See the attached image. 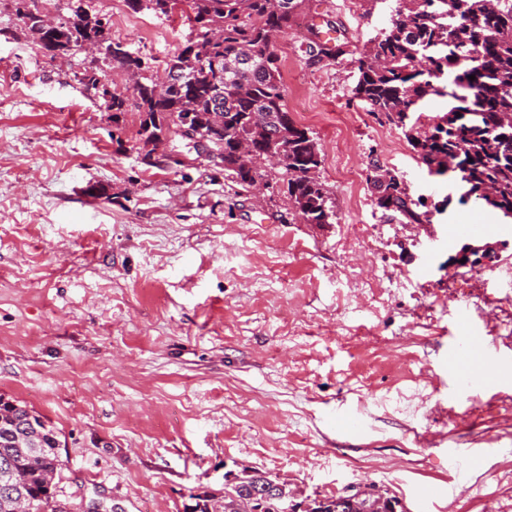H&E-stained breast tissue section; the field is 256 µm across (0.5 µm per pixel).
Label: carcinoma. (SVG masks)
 I'll list each match as a JSON object with an SVG mask.
<instances>
[{
  "instance_id": "obj_1",
  "label": "carcinoma",
  "mask_w": 512,
  "mask_h": 512,
  "mask_svg": "<svg viewBox=\"0 0 512 512\" xmlns=\"http://www.w3.org/2000/svg\"><path fill=\"white\" fill-rule=\"evenodd\" d=\"M15 15L44 55L55 57L99 45L112 69L141 73L131 95L112 92V140L123 148L122 115L140 114L137 150L149 157L161 136L189 120L199 135L224 150L232 182L247 190L263 179L269 188L286 187L288 202L305 224H331V198L319 180L321 149L308 130L291 117L285 103L274 38L288 29L305 0H126L135 13L157 17L190 10L199 24L193 38L166 62L170 82L161 91L143 58L109 37L110 18L90 9L89 0H69L67 13L42 26L32 13L39 0H12ZM434 0H398L388 27L355 59L358 80L352 90L378 119L401 131L418 163L443 175L452 160L463 173L465 197L501 216L512 213V0H464L456 17L459 36L476 53L463 61L437 44L448 38L434 16ZM475 79H469V76ZM450 99L438 122L422 124V102ZM246 141L250 153L236 155ZM288 164L274 169L276 153ZM376 205L400 224H429L420 198L385 169L373 170ZM492 195H484L485 188ZM58 432L44 417L16 400L0 396V512H11L20 498L34 499L43 512H66L54 483L61 460Z\"/></svg>"
}]
</instances>
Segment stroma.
Listing matches in <instances>:
<instances>
[{
	"instance_id": "1",
	"label": "stroma",
	"mask_w": 512,
	"mask_h": 512,
	"mask_svg": "<svg viewBox=\"0 0 512 512\" xmlns=\"http://www.w3.org/2000/svg\"><path fill=\"white\" fill-rule=\"evenodd\" d=\"M395 6L306 0L274 44L321 148L336 220L320 226L196 154L143 164L135 110L118 151L79 82L92 54L43 56L0 0V396L58 431L72 512H224L225 473L249 471L298 502L372 486L417 512L452 477V448L483 460L431 512H512V222L462 201L459 173H430L353 98V61ZM109 15L157 73L189 32L182 12L114 0ZM311 41L342 53L309 55ZM375 164L434 205L430 223L388 222ZM465 221L497 248L472 267L448 239ZM465 312L506 357L486 392L446 370ZM357 410L361 434L329 422Z\"/></svg>"
}]
</instances>
